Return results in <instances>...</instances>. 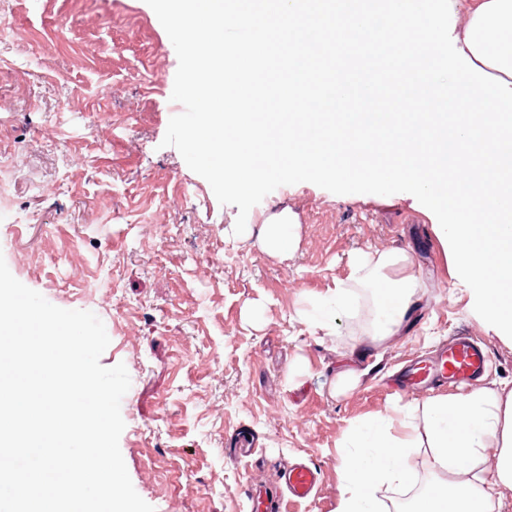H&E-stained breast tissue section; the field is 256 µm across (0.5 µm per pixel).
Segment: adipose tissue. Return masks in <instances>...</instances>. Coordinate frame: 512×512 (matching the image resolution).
Listing matches in <instances>:
<instances>
[{
    "mask_svg": "<svg viewBox=\"0 0 512 512\" xmlns=\"http://www.w3.org/2000/svg\"><path fill=\"white\" fill-rule=\"evenodd\" d=\"M422 286L406 250L361 255L350 265L347 285L331 291L315 306L314 315L324 318L347 310L357 289L370 291L373 328L356 353H374L402 330ZM421 411L432 480L411 499L409 512H494L493 495L512 492V390L477 386L464 395L431 397ZM394 425V417L386 413L351 428L336 512H381L379 487L413 481L412 436L395 434ZM491 446L497 448L498 458L494 480L488 484L478 471L484 449Z\"/></svg>",
    "mask_w": 512,
    "mask_h": 512,
    "instance_id": "adipose-tissue-1",
    "label": "adipose tissue"
}]
</instances>
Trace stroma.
Segmentation results:
<instances>
[{
  "instance_id": "obj_1",
  "label": "stroma",
  "mask_w": 512,
  "mask_h": 512,
  "mask_svg": "<svg viewBox=\"0 0 512 512\" xmlns=\"http://www.w3.org/2000/svg\"><path fill=\"white\" fill-rule=\"evenodd\" d=\"M177 68L145 0H0V256L53 305L103 321L100 363L131 378L120 450L156 512H254L299 463L321 483L288 512H335L353 425L457 392L397 391L401 373L465 334L489 355L479 384L509 389L512 344L472 317L435 215L404 196L284 185L231 235L238 207L162 144ZM283 209L296 241L271 253L262 228ZM395 248L422 270L419 302L337 392L368 298L321 327L314 305L355 254Z\"/></svg>"
}]
</instances>
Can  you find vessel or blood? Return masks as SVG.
Listing matches in <instances>:
<instances>
[{"mask_svg":"<svg viewBox=\"0 0 512 512\" xmlns=\"http://www.w3.org/2000/svg\"><path fill=\"white\" fill-rule=\"evenodd\" d=\"M487 359L488 355L482 348L463 336L449 345L435 367L421 366L413 370L406 385L412 389L445 379L466 380L478 375ZM285 481L291 497L304 499L318 486L320 477L316 468L301 464L288 472Z\"/></svg>","mask_w":512,"mask_h":512,"instance_id":"b4317fda","label":"vessel or blood"}]
</instances>
